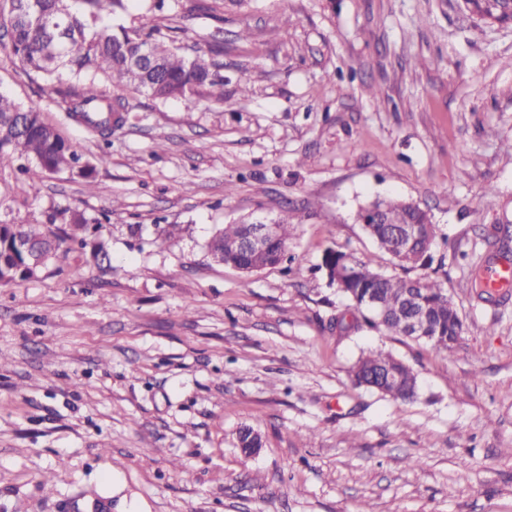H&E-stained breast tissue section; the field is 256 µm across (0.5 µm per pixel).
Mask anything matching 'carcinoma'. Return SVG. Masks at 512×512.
<instances>
[{"label":"carcinoma","instance_id":"obj_1","mask_svg":"<svg viewBox=\"0 0 512 512\" xmlns=\"http://www.w3.org/2000/svg\"><path fill=\"white\" fill-rule=\"evenodd\" d=\"M129 0H0V30L10 34L9 54L26 70L42 76L50 85L68 75L73 81L54 89L55 105L65 117L82 125L103 143L112 137V113L130 111L125 97L99 87L100 78L128 85L155 100L180 98L186 104L204 89L224 96L223 65L205 55H187L170 48L155 36L158 29L145 20L138 29L112 26V17L127 11ZM32 160L48 173L71 172L89 181L95 167L81 164L80 156L46 122L36 107H25L0 94V156ZM313 216L309 209H290L276 219L274 240L258 261L244 257L240 242L243 224H226L208 242L214 261L238 269H265L279 265L285 257L289 231ZM355 220L365 233L405 273L403 277L376 271L369 259H358L329 248L322 267L328 284L348 300L346 316L336 317L341 330L368 327L409 337L448 352L463 332V319L437 279L410 272L427 265L435 237L429 215L416 204L398 198H378ZM72 233L63 237L30 224H0V284L36 274L33 259L25 250L31 245L47 254L46 263L67 256L66 241L84 244L79 233L88 219L74 211ZM495 243L508 252L512 226L493 228ZM398 372L402 382L387 385L383 394L401 402L418 396L417 375L390 354L370 353L361 357L351 371L357 387H369L371 376L382 370Z\"/></svg>","mask_w":512,"mask_h":512}]
</instances>
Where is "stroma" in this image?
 Listing matches in <instances>:
<instances>
[{
  "instance_id": "obj_1",
  "label": "stroma",
  "mask_w": 512,
  "mask_h": 512,
  "mask_svg": "<svg viewBox=\"0 0 512 512\" xmlns=\"http://www.w3.org/2000/svg\"><path fill=\"white\" fill-rule=\"evenodd\" d=\"M198 2L156 22L186 53L218 33L223 97L129 93L107 145L0 51V93L96 166L89 183L0 158V224L90 219L85 248L0 288V512H512V294L481 300L471 275L512 219V25L459 0H248L220 21ZM378 196L432 216L465 324L449 353L326 328L347 308L326 249L399 272L354 218ZM308 203L283 265L210 259L217 228ZM373 351L417 372L415 402L353 385Z\"/></svg>"
}]
</instances>
